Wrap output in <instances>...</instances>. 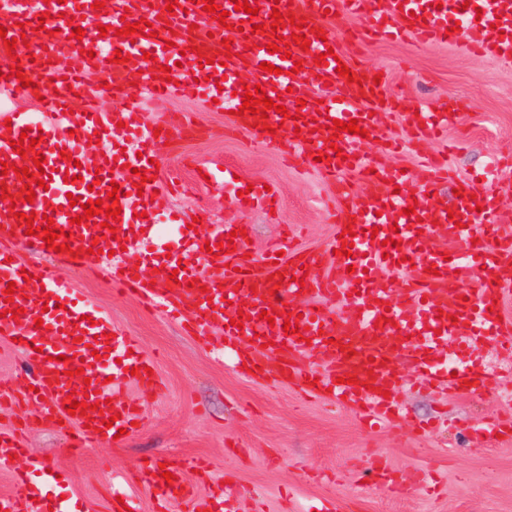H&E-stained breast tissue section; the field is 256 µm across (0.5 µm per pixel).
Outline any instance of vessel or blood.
I'll use <instances>...</instances> for the list:
<instances>
[{
	"mask_svg": "<svg viewBox=\"0 0 512 512\" xmlns=\"http://www.w3.org/2000/svg\"><path fill=\"white\" fill-rule=\"evenodd\" d=\"M94 0H0L12 19L8 37L14 48L0 43V95L21 91L11 77L13 66L42 71L40 89L51 90L37 113L0 111V162L13 164L14 172L0 175L8 189L23 183L19 169L31 166V156H20L13 141L28 135L45 155L43 164L50 180L36 188L33 202L0 200V333L24 340L31 369L28 399L38 402L44 416L72 423L80 443H113L119 430L130 429L140 415L133 407L114 403L115 384L136 380L160 389L159 375H148L152 358L136 348L134 340L112 336V321L102 310L76 299L70 280L63 275L52 280L36 278L35 268L17 262L18 249L44 255L42 236L30 237L18 213H35V225L52 217L56 228L70 233L69 253L56 254L62 266L107 269L115 290L136 297L144 306L164 309L179 319L187 332L209 343L207 327L224 329L226 348L248 354L250 369L273 358L276 377L291 381L305 396L327 397L359 413L372 425L394 422L400 411L397 394L401 368H409L419 384L445 388L461 394L468 389H494L500 380L483 362V345L496 342L498 349L512 352V319L502 317L501 301L512 293V227L495 186L461 179L447 162L427 156L417 172L367 159L360 151L364 139L383 138L378 111L385 96L383 85L374 84V73L353 69L351 77L337 74L338 63H350L360 33L375 41L400 37L421 45L453 43L449 28L461 26L473 33L470 53L490 58L512 57V0H248L257 15L238 12L232 0H215L226 10L225 23L206 13V0H111L109 11L94 8ZM292 16L281 32L269 29L273 10ZM363 22V29L336 34L330 14ZM304 18L315 31L308 50L290 45V58L269 53L268 45L295 33V18ZM152 23L151 37L117 36L125 23L140 19ZM111 26L110 34L99 31ZM85 31L83 39L72 35ZM173 48H166V40ZM230 40L231 57L215 63L222 40ZM88 57H81V50ZM122 62H114L115 53ZM324 55L317 65L316 55ZM101 71L112 92L128 103L120 110H101L88 104L84 111L65 113L73 93L69 83L79 71L75 58ZM302 71H294L295 62ZM279 67V74L261 70V63ZM141 68L137 86L126 83L129 70ZM250 72L241 81L240 72ZM336 85L335 97L323 103L307 101L306 92L317 81ZM259 86L270 99L279 100L289 119L271 114L265 127L258 115L241 114L242 87ZM201 98L215 111L232 109L233 129L250 133L259 142L277 145L302 170H315L333 181L356 175L365 184L360 199L336 210V228H352L355 237L351 256L338 255V234L320 251L300 250L293 237L275 239L258 258L248 256L247 239L232 236L231 226L203 233L187 228L175 218L179 229L181 262L161 251L145 249L155 234L156 214L152 198L156 188L155 159L161 158L165 141L173 134L191 136L195 130L188 116L176 114L162 131L142 118L144 98ZM449 113H405L410 145L437 138L448 125ZM357 121L359 133L333 134L334 120ZM317 130H310L309 121ZM113 142L112 151L91 158L84 146L93 136ZM342 154L323 161L330 147ZM147 183H139V174ZM459 190L453 204L436 203L431 208L415 206V199L438 196L444 185ZM123 195L120 220L114 230L104 229L105 213L74 224L87 201L106 199L112 186ZM80 197L79 205L69 203ZM278 192L255 184L245 209L281 207ZM229 241L233 252L210 255L207 244ZM465 242L466 260H445L439 242ZM98 254H91V247ZM83 250V258L73 250ZM406 264L410 273L402 289L377 277L380 268L397 269ZM281 273V284L270 276ZM16 283L12 297H5L9 283ZM34 299H26V290ZM19 310V317L6 316V309ZM276 312L275 321L261 319L262 311ZM297 316L305 330L304 340L284 331V314ZM245 316L243 327L231 319ZM454 347L468 359L450 372L441 356ZM308 360L302 371L300 360ZM91 372V379L77 376V368ZM88 400L91 416L69 415L70 400ZM112 427H104V419ZM172 480H163L158 463L140 466L137 484L147 488L158 503L194 497L196 512L209 504L195 497L179 467H172ZM21 488L42 497L47 485L56 483L53 472H21Z\"/></svg>",
	"mask_w": 512,
	"mask_h": 512,
	"instance_id": "obj_1",
	"label": "vessel or blood"
}]
</instances>
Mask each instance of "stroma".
Listing matches in <instances>:
<instances>
[{
    "instance_id": "stroma-1",
    "label": "stroma",
    "mask_w": 512,
    "mask_h": 512,
    "mask_svg": "<svg viewBox=\"0 0 512 512\" xmlns=\"http://www.w3.org/2000/svg\"><path fill=\"white\" fill-rule=\"evenodd\" d=\"M356 63L383 71L387 93L400 102L382 112L386 138L403 136L402 113L463 104L448 128L449 138L462 145L448 164L463 178L479 175L494 183L512 210V169L490 165L494 153L512 148V61L480 58L458 45L420 47L405 38L369 44ZM141 110L156 125L179 112L197 121L193 136L173 140L161 157L158 181L179 178L187 191L156 194L157 215L174 209L187 220L197 215L205 230L251 225L248 247L256 254L286 230L308 249L324 248L333 236L324 203L330 187L319 173L300 174L278 148L254 142L248 133L226 134V113L200 100L147 98ZM224 167L236 172L239 184L276 187L283 209L272 215L239 210L233 188L219 175ZM203 168L211 170L210 181H200ZM71 282L155 357L164 389L126 385L121 397L139 408L141 430L119 445L97 442L73 455L69 432L42 420L27 403L26 360L9 337L0 336V428L15 432L28 448L26 456L0 465V495L19 494L15 469L47 462L64 477L61 488H48V497L64 492L77 512H113L115 485L135 512H156L133 470L144 460L162 459L181 465L200 496L233 488L235 512H512V443L483 428L490 417H512V381L496 393L463 397L403 387L404 421L370 431L358 413L304 399L285 383L243 376L233 352L217 353L163 312L146 314L135 301L114 295L104 274L75 271ZM200 460L206 467L198 474ZM378 463L393 473L394 483L373 479Z\"/></svg>"
}]
</instances>
